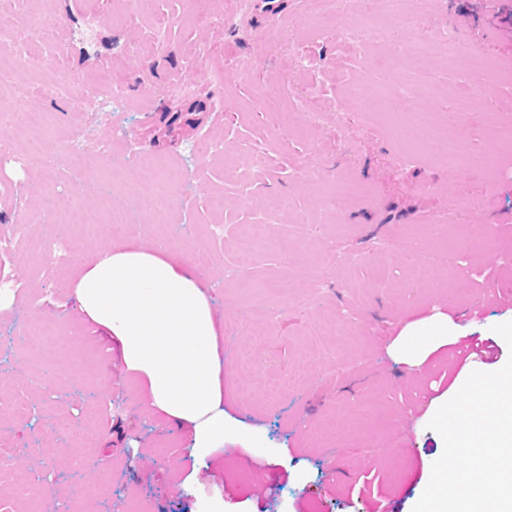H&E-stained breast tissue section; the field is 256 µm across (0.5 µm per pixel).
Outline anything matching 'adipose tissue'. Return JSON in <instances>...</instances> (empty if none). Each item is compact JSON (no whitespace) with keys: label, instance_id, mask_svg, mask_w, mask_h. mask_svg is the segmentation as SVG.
I'll return each instance as SVG.
<instances>
[{"label":"adipose tissue","instance_id":"obj_1","mask_svg":"<svg viewBox=\"0 0 512 512\" xmlns=\"http://www.w3.org/2000/svg\"><path fill=\"white\" fill-rule=\"evenodd\" d=\"M68 288L80 317L144 376L147 412L193 431V450L224 444L223 359L211 301L197 275L167 246H113L84 258Z\"/></svg>","mask_w":512,"mask_h":512}]
</instances>
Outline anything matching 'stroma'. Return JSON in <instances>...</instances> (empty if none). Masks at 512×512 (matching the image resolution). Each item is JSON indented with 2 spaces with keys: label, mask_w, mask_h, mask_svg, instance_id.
Here are the masks:
<instances>
[{
  "label": "stroma",
  "mask_w": 512,
  "mask_h": 512,
  "mask_svg": "<svg viewBox=\"0 0 512 512\" xmlns=\"http://www.w3.org/2000/svg\"><path fill=\"white\" fill-rule=\"evenodd\" d=\"M114 0H0L15 30L46 18L45 66L20 67L37 88L29 112L47 114L45 156L75 132L116 128L117 154L140 156L119 167L85 156L50 167L29 153L22 125L7 135L0 162V232L14 247L5 271L26 289L0 311V336L43 332L71 337L67 354L21 351L0 367V512H412L443 451L428 423L475 371L493 372L512 356L494 328L512 321V148L493 121L512 119V83L487 87L452 71L441 58L415 64L336 41L362 0H216L213 18L189 15V0H152L146 11L113 16ZM239 17L225 28V15ZM102 25L93 42L80 34ZM452 30L458 45L512 74V0H412L410 33ZM204 47L223 63L215 83L190 52ZM125 60L123 101L111 112L73 111L43 94L66 68L74 82ZM59 68H51V61ZM434 85L411 97L467 145L486 153L490 169L448 162L427 132L405 142L385 118L345 96L346 85ZM476 89L460 115L454 92ZM320 113L316 124L307 115ZM223 143L220 157H199L198 140ZM348 177L357 196L339 200L330 223L317 220L321 187ZM170 178L196 216L156 224L131 210L113 235L103 197L119 201L130 185ZM82 184L83 256L112 244L149 246L170 237L188 268L199 253L223 265L239 261L236 230L251 225L257 246L236 278L200 271L213 301L224 360V445L201 460L189 427L144 410L141 376L126 371L111 342L85 327L53 277L43 243L49 198ZM224 196V211L210 206ZM362 254L332 265L329 245ZM416 255L429 276L417 281ZM446 316L451 337L419 336L421 359L407 357V324ZM481 337L493 355L462 362L451 353ZM38 408L16 419L14 400ZM94 416L99 431L85 465L71 463L59 416ZM105 465L104 489L85 485Z\"/></svg>",
  "instance_id": "1"
}]
</instances>
